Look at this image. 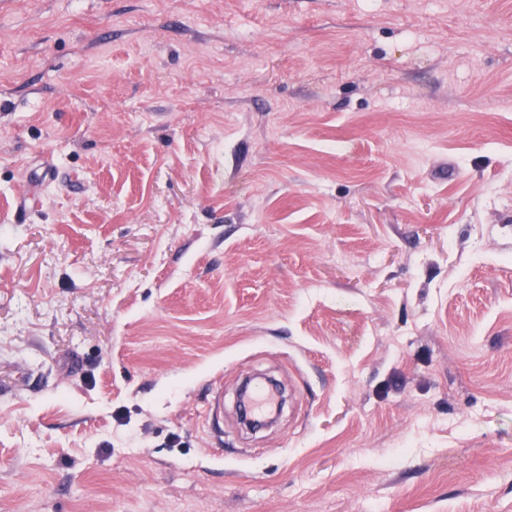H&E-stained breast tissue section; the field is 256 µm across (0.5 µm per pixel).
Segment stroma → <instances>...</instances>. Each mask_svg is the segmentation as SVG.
I'll use <instances>...</instances> for the list:
<instances>
[{
	"instance_id": "stroma-1",
	"label": "stroma",
	"mask_w": 512,
	"mask_h": 512,
	"mask_svg": "<svg viewBox=\"0 0 512 512\" xmlns=\"http://www.w3.org/2000/svg\"><path fill=\"white\" fill-rule=\"evenodd\" d=\"M0 512H512V0H0Z\"/></svg>"
}]
</instances>
